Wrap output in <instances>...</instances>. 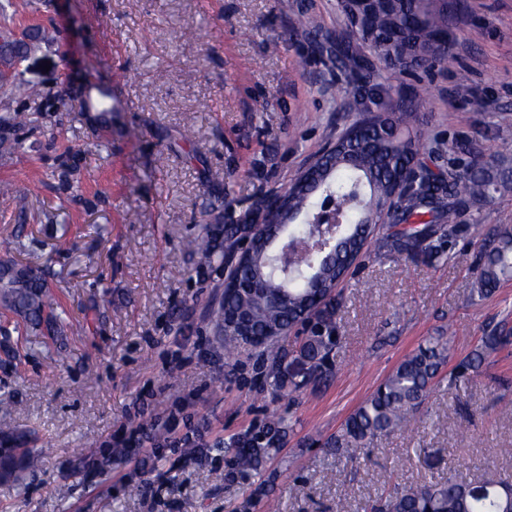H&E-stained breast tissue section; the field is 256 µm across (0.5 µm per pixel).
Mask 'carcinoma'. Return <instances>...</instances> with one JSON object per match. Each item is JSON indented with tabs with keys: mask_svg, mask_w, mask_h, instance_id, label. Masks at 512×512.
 Returning a JSON list of instances; mask_svg holds the SVG:
<instances>
[{
	"mask_svg": "<svg viewBox=\"0 0 512 512\" xmlns=\"http://www.w3.org/2000/svg\"><path fill=\"white\" fill-rule=\"evenodd\" d=\"M362 27L364 34L353 37L344 32L338 38L340 71L353 81L357 111L386 117L379 124L390 128L407 126L418 100H393L391 86L376 81L373 63L366 49L375 47L379 59L400 71L413 67L432 70L441 65L453 67L455 36L448 29V0H379L371 6ZM12 29H0V67H9L17 58L35 51L45 40V31H27L26 39H11ZM82 111L91 114L98 138L108 140L112 131V93L100 84L81 87ZM26 125L25 110L0 113V155L25 151V138L20 131ZM421 135L396 132L385 137L373 128L364 130L355 139L338 143L322 163L317 174L319 185L297 184L287 190L288 209L282 231L290 237L307 235L310 221L315 219L319 199L328 191L335 196L336 207L344 213V224L336 229V260L328 261L317 252L301 263L291 278L273 274L270 268L277 241L273 237L254 247V257L242 269L240 281L262 291L261 296L230 293L216 311V326L224 323V313L244 311L258 306L261 322L274 330L290 314L303 308L310 299L312 288L319 284L334 288L344 266L365 233V220L370 211L386 205L392 194L391 178L404 162L413 163L414 178L407 188L399 210L389 218L405 228L387 236V247L396 253L415 259L443 258L444 243L453 246L457 232L456 218L460 207L469 202H484L492 198L498 186L509 182L506 172L491 165L475 167L468 163L464 169L455 165L446 171H431L419 160ZM239 225L224 223V215L202 226L188 241V249L199 256L206 268L218 270L224 254H216L213 242L220 235L231 240ZM476 273L478 293L489 295L502 278L512 274V225L503 224L493 230L492 241L482 253ZM328 303V316L320 319L317 329L305 337L300 356L309 364L301 380L289 381V387L299 390L322 372V365L337 343L336 324ZM0 307L13 312L27 323L56 329V301L49 287L48 271L32 267L14 257L0 259ZM502 344L500 336H485L471 357L449 373L448 389H459L470 382L468 371L476 369L485 358ZM448 362V346L431 339L416 352L405 356L372 394L345 420L340 436L333 444L336 450L350 452L374 439L407 427L417 417L430 388ZM284 419H272L254 429L251 436L233 439L234 454L230 472L260 471L267 460L280 450L284 438ZM0 435L15 442L18 462L12 463L17 483L25 472L40 466L41 455L22 448L18 437L9 428H0ZM371 512H512V482L500 480L475 489L469 483L452 476L443 481L425 483L396 490L371 506Z\"/></svg>",
	"mask_w": 512,
	"mask_h": 512,
	"instance_id": "carcinoma-1",
	"label": "carcinoma"
}]
</instances>
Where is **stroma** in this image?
Here are the masks:
<instances>
[{
  "mask_svg": "<svg viewBox=\"0 0 512 512\" xmlns=\"http://www.w3.org/2000/svg\"><path fill=\"white\" fill-rule=\"evenodd\" d=\"M18 27L50 37L18 67L31 132L0 156V238L26 213L20 256L50 265L70 320L49 335L0 315V426L45 449L23 485L0 484V512H363L394 486L456 473L512 476V345L458 391L439 377L411 429L375 439L356 459L331 452L348 415L408 353L431 338L456 366L482 336L512 337V277L480 296L474 260L490 229L512 224V186L461 209L450 259L427 264L390 251L380 226L338 288L339 342L325 378L279 391L296 334L270 350L226 356L209 320L223 295L184 247L209 223L213 190L241 215L291 180L356 113L353 90L322 34L346 26L339 0H12ZM301 14L313 30L294 28ZM457 34L452 72L430 82L387 69L380 81L421 100L417 127L430 168L482 151L512 167V0H448ZM108 81L116 113L109 147L94 144L69 82ZM40 88L42 100L22 92ZM56 109L63 133L46 116ZM191 139H184V132ZM87 177L79 194L51 175L63 153ZM281 417L287 437L261 475L229 474L227 441ZM142 443L123 442L132 424Z\"/></svg>",
  "mask_w": 512,
  "mask_h": 512,
  "instance_id": "35a3bbf8",
  "label": "stroma"
}]
</instances>
